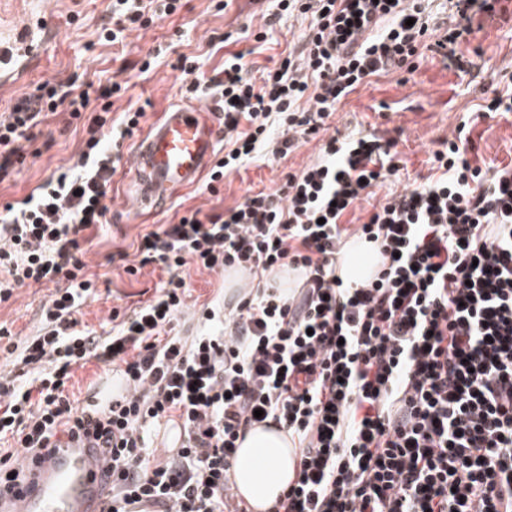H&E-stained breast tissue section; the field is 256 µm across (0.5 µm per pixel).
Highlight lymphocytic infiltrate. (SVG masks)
Wrapping results in <instances>:
<instances>
[{
  "label": "lymphocytic infiltrate",
  "mask_w": 512,
  "mask_h": 512,
  "mask_svg": "<svg viewBox=\"0 0 512 512\" xmlns=\"http://www.w3.org/2000/svg\"><path fill=\"white\" fill-rule=\"evenodd\" d=\"M275 2L278 16L309 21L275 68L253 77L231 53L200 80L195 58L179 60L186 96L224 116L226 152L207 188L317 135L318 157L276 189L143 234L141 263L164 277L151 299L113 310L108 328L80 320L98 294L86 232L107 221L119 147L144 109L108 122L122 85L69 79L42 82L0 115L9 158L42 116L71 125L100 105L72 170L6 204L0 222V302L54 286L35 333L11 342L0 370V494L25 484L32 462L86 439L106 465L108 512L143 501L154 512H248L234 490L236 453L249 431L274 427L299 457L274 512H512V163L476 164L470 137L479 119L512 114V91L462 118L433 152L432 174L385 195L361 224L342 218L396 175V140L332 126L344 97L372 77L412 72L421 49L465 70L459 38L501 0H448L455 22L444 28L429 0ZM181 6L112 0L103 38L117 42ZM353 238L376 243L382 258L355 285L337 274ZM191 265L249 280L185 327ZM284 272L297 288H283ZM91 363L126 382L94 417L67 391ZM171 422L183 448L151 462L154 435Z\"/></svg>",
  "instance_id": "lymphocytic-infiltrate-1"
}]
</instances>
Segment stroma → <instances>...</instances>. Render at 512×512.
I'll return each mask as SVG.
<instances>
[{
    "mask_svg": "<svg viewBox=\"0 0 512 512\" xmlns=\"http://www.w3.org/2000/svg\"><path fill=\"white\" fill-rule=\"evenodd\" d=\"M224 2V9L219 10L213 0H182L176 14L146 29L126 30L122 42L113 45L99 39L102 26L112 22V0H0V38H9L14 29L34 17L44 18L52 28L42 67L26 74L18 84L0 86V113L8 111L15 98L34 92L48 79L72 78L104 85L117 81L127 83L128 88L115 100L113 113L144 108L139 127L144 133L165 107L182 98L177 68L181 56L197 57L199 76L208 78L222 67L225 54L240 52L247 69L256 76L274 67L289 48L301 43L308 22L300 17L282 18L267 42L244 37V30H258L264 15L274 12L273 0ZM507 7L503 20L475 17L474 32L459 44L460 52L470 61L466 72L446 67L439 56L428 54L408 79L396 73L375 77L369 86L350 94L339 105L335 118L339 129H401L397 144L401 169L389 188L402 189L417 176L427 174L429 157L439 140L453 133L464 114L478 109L484 94L499 87L502 69L512 65V0ZM215 33L227 35L223 47L210 45ZM159 43L168 45L166 57L152 73L139 74L136 63ZM86 137L85 128L74 129L66 126L63 118L51 117L40 125L36 139L21 141L22 160L0 177V216L6 203L22 199L47 178L66 171ZM471 138L475 161L512 162V116L479 123ZM137 144V136H133L120 149L122 159L107 198L109 222L94 231L83 257L89 272L99 277L98 298L82 309L84 323L95 329L108 320L113 308H132L152 298L163 278L154 264L140 267L133 276L126 273V265H137L134 245L140 234L177 222L190 210L206 213L234 206L241 202L246 189L276 188L285 173L300 170L317 155L321 141L310 139L283 159L270 156L245 164L226 175L218 194L197 183L153 212L137 207L130 165ZM120 251L128 253L127 261L117 260ZM186 274L191 288L186 299L190 310L222 303L233 295L225 285V275L192 266ZM52 291L49 284L16 289L9 301L0 303V324L22 336L31 333Z\"/></svg>",
    "mask_w": 512,
    "mask_h": 512,
    "instance_id": "1",
    "label": "stroma"
}]
</instances>
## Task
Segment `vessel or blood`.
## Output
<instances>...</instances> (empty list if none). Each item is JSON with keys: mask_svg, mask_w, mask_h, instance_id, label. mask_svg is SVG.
<instances>
[{"mask_svg": "<svg viewBox=\"0 0 512 512\" xmlns=\"http://www.w3.org/2000/svg\"><path fill=\"white\" fill-rule=\"evenodd\" d=\"M43 60V44L35 40L30 26L0 45V74ZM223 132L216 115L197 104L166 107L140 140L132 162L139 202L154 207L195 185L207 171ZM124 389L123 382L108 383L89 391L84 401L92 409H104L111 406L114 393ZM104 469L95 449H57L49 461L33 464L30 482L18 493L0 499V512H106L109 485Z\"/></svg>", "mask_w": 512, "mask_h": 512, "instance_id": "b4317fda", "label": "vessel or blood"}]
</instances>
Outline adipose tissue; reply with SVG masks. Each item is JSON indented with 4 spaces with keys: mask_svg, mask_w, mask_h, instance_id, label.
Returning a JSON list of instances; mask_svg holds the SVG:
<instances>
[{
    "mask_svg": "<svg viewBox=\"0 0 512 512\" xmlns=\"http://www.w3.org/2000/svg\"><path fill=\"white\" fill-rule=\"evenodd\" d=\"M296 463L284 432L259 427L247 433L235 459L234 480L253 512H270L293 478Z\"/></svg>",
    "mask_w": 512,
    "mask_h": 512,
    "instance_id": "1",
    "label": "adipose tissue"
}]
</instances>
